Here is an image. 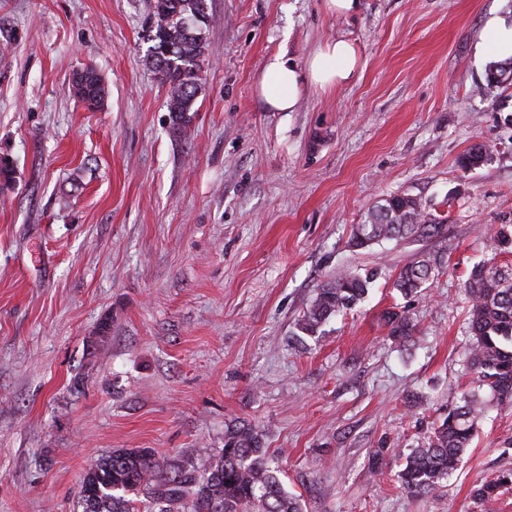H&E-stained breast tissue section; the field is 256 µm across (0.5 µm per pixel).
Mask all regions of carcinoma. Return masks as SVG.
<instances>
[{"label": "carcinoma", "mask_w": 512, "mask_h": 512, "mask_svg": "<svg viewBox=\"0 0 512 512\" xmlns=\"http://www.w3.org/2000/svg\"><path fill=\"white\" fill-rule=\"evenodd\" d=\"M198 12L202 21L187 28L184 15ZM154 22L149 40L154 72L169 88L167 109L172 127L186 133L194 116L195 99L203 81L206 32L210 15L206 0H154ZM88 84L78 82L75 97L89 110L102 107L107 89L96 68L82 69ZM488 81L512 86V59L493 65ZM445 224L426 206L405 195H393L375 204L359 224L351 227L350 245L368 249L383 241L416 242L439 237ZM500 247L512 244V226L490 230ZM437 260L423 255L403 266L394 287L411 294L434 277ZM379 278L377 270H345L322 284L298 320V330L314 336L336 315L360 303ZM471 298L469 328L473 342L465 354V368L475 387L464 391L459 403L435 428L428 446L406 456L398 477L416 496L426 494L448 479L469 448L478 420L486 409L481 390L501 402L512 401V266L491 262L475 265L465 281ZM389 336L400 343L412 337L410 317L395 311L383 313ZM158 481L150 500L135 504L130 495L144 482ZM512 484V471L484 481L473 490L480 500H492L499 489ZM79 499L83 512H303L300 500L290 494L264 448L263 435L249 424L227 428L224 448L203 452L185 471L170 475L167 466L146 449L116 450L91 461L81 480Z\"/></svg>", "instance_id": "1"}]
</instances>
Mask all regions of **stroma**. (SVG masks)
Masks as SVG:
<instances>
[{
    "instance_id": "stroma-1",
    "label": "stroma",
    "mask_w": 512,
    "mask_h": 512,
    "mask_svg": "<svg viewBox=\"0 0 512 512\" xmlns=\"http://www.w3.org/2000/svg\"><path fill=\"white\" fill-rule=\"evenodd\" d=\"M207 65L185 137L148 63L152 0H0V512H82L88 464L149 449L171 468L264 436L303 512H512L475 485L512 470V402L490 401L453 475L407 493L404 456L472 388L463 358L485 227L512 225V86L487 81L489 26L512 0H207ZM355 43L362 70L294 111L256 91L267 59L305 66ZM94 66L91 112L71 93ZM487 156L461 161L476 145ZM392 194L443 236L351 248ZM428 253L422 293L392 286ZM380 277L315 337L296 324L343 269ZM408 315L406 344L385 310Z\"/></svg>"
}]
</instances>
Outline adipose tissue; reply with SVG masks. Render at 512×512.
Returning a JSON list of instances; mask_svg holds the SVG:
<instances>
[{
	"mask_svg": "<svg viewBox=\"0 0 512 512\" xmlns=\"http://www.w3.org/2000/svg\"><path fill=\"white\" fill-rule=\"evenodd\" d=\"M359 63L358 49L344 38L320 46L302 69L278 54L267 61L257 82V91L269 110L291 112L305 86L324 89L350 84L357 75Z\"/></svg>",
	"mask_w": 512,
	"mask_h": 512,
	"instance_id": "ef3b65f1",
	"label": "adipose tissue"
}]
</instances>
